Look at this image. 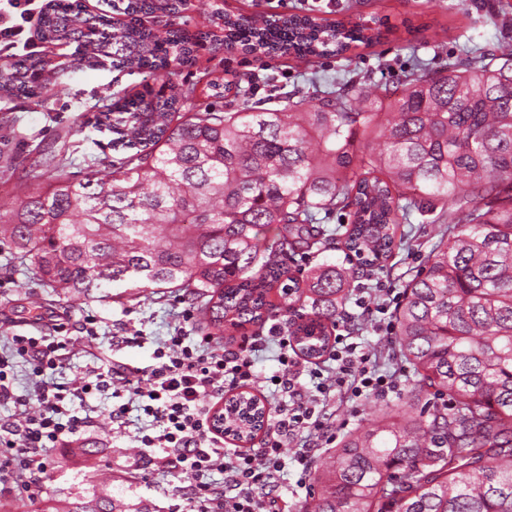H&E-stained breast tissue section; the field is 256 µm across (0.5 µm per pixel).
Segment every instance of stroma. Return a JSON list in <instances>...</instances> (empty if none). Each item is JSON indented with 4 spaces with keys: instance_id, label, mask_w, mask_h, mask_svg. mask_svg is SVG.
<instances>
[{
    "instance_id": "1",
    "label": "stroma",
    "mask_w": 512,
    "mask_h": 512,
    "mask_svg": "<svg viewBox=\"0 0 512 512\" xmlns=\"http://www.w3.org/2000/svg\"><path fill=\"white\" fill-rule=\"evenodd\" d=\"M499 14L492 23L477 11L473 0H188L178 20L189 31L208 33L222 40L224 26L215 8L262 19L271 15L312 13L331 24L339 19L366 26L384 24L390 33L371 46H359L342 57L258 58L237 51H200L191 66L175 71L172 82L196 87L198 103L212 100V83H232L244 76L253 79L249 106L275 107V95L326 89L336 82L365 79L367 84L397 85L416 62L436 69L459 56L462 46L492 51L512 37V0H489ZM42 55L70 71L68 92L51 97L48 108L23 98L0 99V200L16 201L29 189L26 174L34 162L61 167L63 175L80 177L87 164L109 163L124 157V149L111 145V130L98 121L104 98H128L150 84L149 75L118 71L110 58L97 56L95 64L73 61V48L57 42L43 44ZM407 245L395 249L368 287L403 288L426 263L437 239L433 224H405ZM133 282L116 284L115 298L68 300L41 287L30 262L8 247L0 248V353L11 336L52 331L63 325L78 331L87 317H94L96 334L73 343L62 367L48 371L47 378L67 384L82 377L96 359L119 361L137 367L153 362V351L179 324L185 308L178 292L165 297L134 294ZM140 333L138 342L117 344V337ZM415 376L401 378L397 392L384 399L358 400L337 395L329 406V420L346 424L355 432L392 407L412 415L408 399ZM112 400L100 392L87 395L74 409L91 417L92 426L66 448L47 452L50 481L41 498L0 499V512H75L82 499L110 493L129 499L144 498L157 512H176L186 503L194 480L182 474L167 475L158 467L143 468L142 451L134 439V427L113 428L109 420Z\"/></svg>"
}]
</instances>
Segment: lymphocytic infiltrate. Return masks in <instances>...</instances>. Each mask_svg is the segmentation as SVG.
Returning <instances> with one entry per match:
<instances>
[{
	"label": "lymphocytic infiltrate",
	"instance_id": "obj_1",
	"mask_svg": "<svg viewBox=\"0 0 512 512\" xmlns=\"http://www.w3.org/2000/svg\"><path fill=\"white\" fill-rule=\"evenodd\" d=\"M7 2V10H0V47L31 54L30 32L42 9L36 0ZM182 318L183 325L154 350V364L123 370L111 364L95 365L67 386L44 378L46 371L61 364L67 337L12 336L10 356H0V404L14 402L19 411L15 422L0 428V492L11 498L41 496L48 471L47 449L70 443L90 426V419L76 415L72 404L96 390L116 398L109 417L117 427L126 426L137 404L150 417L149 426L139 428L135 437L147 450L148 464L171 475L195 476L186 512H287L277 492V477L285 468L284 450L288 443L300 441L293 460L307 470L316 452L334 442L332 428L320 410L332 389L344 387L353 397L368 399L386 397L397 388L395 379L381 373L371 354L353 341L354 330L348 324L341 325L328 350L336 364L328 381L318 363L301 361L282 324H272L267 335L247 336L236 346L216 349L211 337L190 340L185 325L194 318L193 308L184 309ZM271 344L279 349L281 365L272 382L287 395L288 403L277 407L273 429L261 447H225L202 400L220 401L226 388L250 385L257 353ZM14 357L28 362L36 378L30 398L16 396L12 390L7 369ZM304 375L309 385L301 384ZM32 399L38 403L34 412L27 407ZM216 471L223 473V483L212 480Z\"/></svg>",
	"mask_w": 512,
	"mask_h": 512
}]
</instances>
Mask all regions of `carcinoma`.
Segmentation results:
<instances>
[{
  "mask_svg": "<svg viewBox=\"0 0 512 512\" xmlns=\"http://www.w3.org/2000/svg\"><path fill=\"white\" fill-rule=\"evenodd\" d=\"M180 8L127 0L130 22L116 27L50 0L38 36L70 40L79 62L104 54L159 79L208 38L175 26ZM158 10L165 23H142ZM222 22L228 43L256 56H339L384 37L299 14L252 23L224 13ZM46 72L67 89V69L44 59L0 65V97L44 105ZM214 97L201 105L194 87L164 84L103 105L107 121L125 115L131 138L121 144L136 153L111 165L108 182L92 164L79 179L31 169L29 192L0 208L9 246L65 298H110L127 280L152 294L174 288L200 309L209 336L262 327L277 289L297 315L288 335L318 359L354 279L401 245L397 227L440 225L395 314L394 348L424 404L404 421L388 408L347 436L314 471L304 512H512V44L489 57L469 50L444 69L420 63L397 87L350 79L267 111H226L224 92ZM336 213L348 216L341 237L357 263L347 275L294 276L285 259L333 245L323 222ZM250 398L224 402V427L247 442L257 433ZM77 512L156 510L94 495Z\"/></svg>",
  "mask_w": 512,
  "mask_h": 512,
  "instance_id": "obj_1",
  "label": "carcinoma"
}]
</instances>
